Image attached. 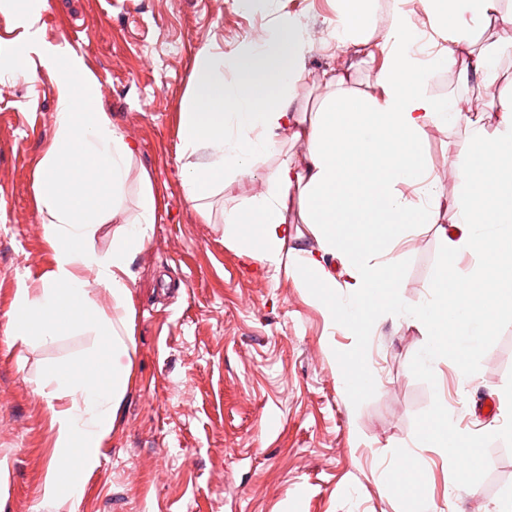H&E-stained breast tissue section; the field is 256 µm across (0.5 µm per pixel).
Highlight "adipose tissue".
<instances>
[{
    "mask_svg": "<svg viewBox=\"0 0 512 512\" xmlns=\"http://www.w3.org/2000/svg\"><path fill=\"white\" fill-rule=\"evenodd\" d=\"M373 2L336 0V16L318 43L286 16L242 40L231 54L201 49L182 102V151L193 158L183 185L188 201L203 212L216 189L251 174L281 140L302 146L300 160L284 158L271 171L263 193L224 210L225 238L255 261L277 265L292 225H314L319 249L307 253L303 264L324 288L318 300L328 327L364 331L383 310L411 317L428 338L420 365L431 377L449 350L475 353L495 333L498 319L453 290L444 266L428 297L406 306L397 248L415 225L437 223L441 205H448L457 226L451 257L474 258L472 284L483 293H512V207L503 201L506 167L512 164V93L487 106L434 95L430 83L440 70L454 73L464 89L493 82L499 54L512 49L498 35L499 27L512 26V10H502V0H391L383 22ZM0 5L15 9L23 30L9 78L34 80L38 58L57 65L54 133L34 180L52 265L17 288L13 335L24 343L48 344L66 332L87 331L97 342L82 363L47 367L36 387L49 410L53 448L42 503L66 512L82 493L83 475L98 467L129 390L131 368L114 357L127 353L133 339L131 266L157 210L147 185L136 212L123 208L136 148L101 107L97 79L83 57L42 40L39 0ZM285 31L291 50L285 67L272 76L273 96L259 98L249 81L225 82V71H236L241 59H268ZM481 35L486 44H478ZM317 51L343 59L344 66L318 75L322 101L308 122L295 90ZM354 51L381 60L373 92L347 83ZM461 122L469 135L451 150L466 189L446 200L426 160L424 140L428 128ZM107 222L117 228L111 252L102 255L93 239ZM329 257L345 270L348 298L331 289ZM102 293L112 300L110 311L99 305ZM427 434L450 457L474 444L473 436L456 432L445 411L430 420Z\"/></svg>",
    "mask_w": 512,
    "mask_h": 512,
    "instance_id": "adipose-tissue-1",
    "label": "adipose tissue"
}]
</instances>
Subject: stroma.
Returning a JSON list of instances; mask_svg holds the SVG:
<instances>
[{"label":"stroma","instance_id":"obj_1","mask_svg":"<svg viewBox=\"0 0 512 512\" xmlns=\"http://www.w3.org/2000/svg\"><path fill=\"white\" fill-rule=\"evenodd\" d=\"M263 14L233 0H47L42 39L68 44L98 78L97 97L137 147L127 210L142 178L157 222L132 263L135 347L132 386L99 466L83 479L75 512H482L512 505V440L492 434L504 414L467 418L461 408L499 398L512 360L494 379L487 360L512 342V301L479 348L468 380L454 360L438 378L421 369L424 337L413 319L381 316L367 333L327 327L315 292L290 267L317 250L297 224L283 268L246 257L224 237L222 210L259 195L279 162L213 196L203 218L186 198L180 112L199 50L225 52L245 32L290 15L312 27L335 15L334 0H265ZM35 81L0 82V512H47L41 484L52 457L49 414L36 391L46 363L77 360L94 346L74 333L24 344L10 313L21 282L40 278L52 256L34 200V178L53 137V67ZM465 125L429 129L425 157L444 191L462 187L448 151ZM447 218L403 239L400 281L409 304L427 295L444 254ZM371 370L349 391L351 359ZM472 432L477 456L449 459L426 424L440 409Z\"/></svg>","mask_w":512,"mask_h":512}]
</instances>
